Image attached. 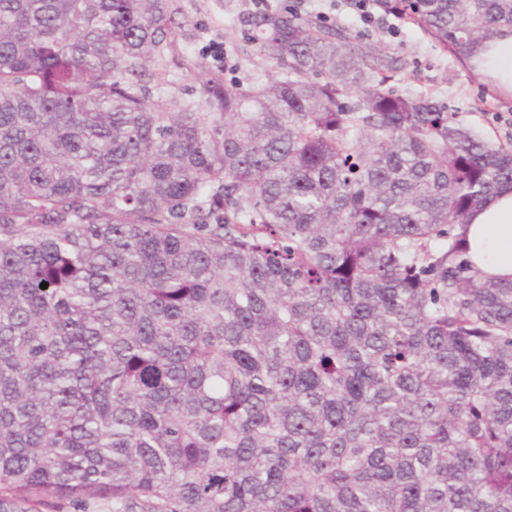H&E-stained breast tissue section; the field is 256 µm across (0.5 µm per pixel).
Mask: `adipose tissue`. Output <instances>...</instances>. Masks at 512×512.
Masks as SVG:
<instances>
[{
  "mask_svg": "<svg viewBox=\"0 0 512 512\" xmlns=\"http://www.w3.org/2000/svg\"><path fill=\"white\" fill-rule=\"evenodd\" d=\"M469 257L484 274L512 280V187L503 186L469 218Z\"/></svg>",
  "mask_w": 512,
  "mask_h": 512,
  "instance_id": "1",
  "label": "adipose tissue"
}]
</instances>
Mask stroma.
Masks as SVG:
<instances>
[{
    "label": "stroma",
    "instance_id": "obj_1",
    "mask_svg": "<svg viewBox=\"0 0 512 512\" xmlns=\"http://www.w3.org/2000/svg\"><path fill=\"white\" fill-rule=\"evenodd\" d=\"M180 27L175 36L176 56L211 67L204 48L210 42L238 46L229 55V77L251 73H272L273 67L245 44L236 25L239 13L251 10L250 0H176ZM305 18L332 14L334 25L347 30L352 42L368 46L392 61L395 72L389 87L402 95H432L444 101L467 127L481 139L512 148V95L497 91L474 69L461 63L449 50L404 16L379 10L380 23L363 25L344 7L329 0H306L301 7Z\"/></svg>",
    "mask_w": 512,
    "mask_h": 512
}]
</instances>
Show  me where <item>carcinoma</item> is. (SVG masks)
<instances>
[{"label":"carcinoma","instance_id":"cac0c4a2","mask_svg":"<svg viewBox=\"0 0 512 512\" xmlns=\"http://www.w3.org/2000/svg\"><path fill=\"white\" fill-rule=\"evenodd\" d=\"M177 15L0 0V512H512V280L458 233L512 150L287 11L237 18L277 75L157 108Z\"/></svg>","mask_w":512,"mask_h":512}]
</instances>
